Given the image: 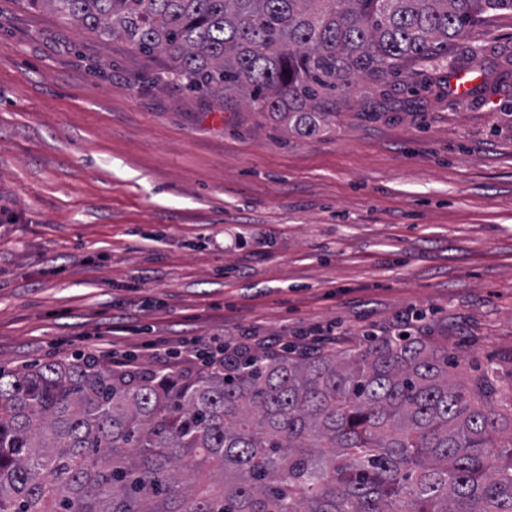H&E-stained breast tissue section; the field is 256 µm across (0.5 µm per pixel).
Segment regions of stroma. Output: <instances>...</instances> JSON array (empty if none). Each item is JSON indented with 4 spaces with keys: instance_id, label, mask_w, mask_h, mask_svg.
Returning a JSON list of instances; mask_svg holds the SVG:
<instances>
[{
    "instance_id": "stroma-1",
    "label": "stroma",
    "mask_w": 512,
    "mask_h": 512,
    "mask_svg": "<svg viewBox=\"0 0 512 512\" xmlns=\"http://www.w3.org/2000/svg\"><path fill=\"white\" fill-rule=\"evenodd\" d=\"M165 67L0 0V367L154 369L220 332L337 353L410 317L512 391V12L310 135Z\"/></svg>"
}]
</instances>
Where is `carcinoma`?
Segmentation results:
<instances>
[{
  "label": "carcinoma",
  "mask_w": 512,
  "mask_h": 512,
  "mask_svg": "<svg viewBox=\"0 0 512 512\" xmlns=\"http://www.w3.org/2000/svg\"><path fill=\"white\" fill-rule=\"evenodd\" d=\"M162 55L301 134L512 0H20ZM445 345L235 356L195 374L0 368V512H512V414Z\"/></svg>",
  "instance_id": "1"
}]
</instances>
